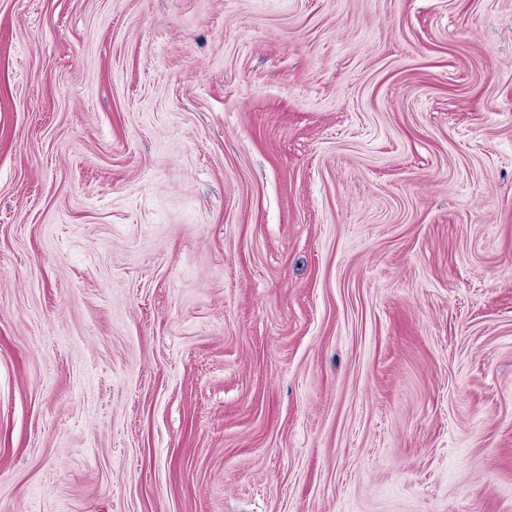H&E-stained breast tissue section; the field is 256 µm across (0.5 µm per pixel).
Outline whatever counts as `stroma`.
Wrapping results in <instances>:
<instances>
[{"instance_id": "stroma-1", "label": "stroma", "mask_w": 512, "mask_h": 512, "mask_svg": "<svg viewBox=\"0 0 512 512\" xmlns=\"http://www.w3.org/2000/svg\"><path fill=\"white\" fill-rule=\"evenodd\" d=\"M0 512H512V0H0Z\"/></svg>"}]
</instances>
